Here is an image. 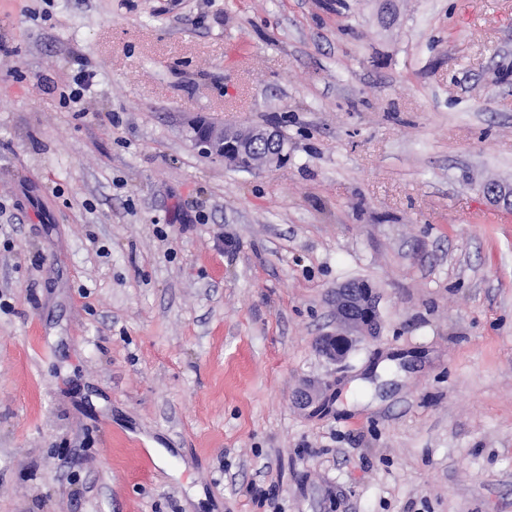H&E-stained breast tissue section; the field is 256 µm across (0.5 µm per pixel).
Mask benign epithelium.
Returning a JSON list of instances; mask_svg holds the SVG:
<instances>
[{
    "mask_svg": "<svg viewBox=\"0 0 512 512\" xmlns=\"http://www.w3.org/2000/svg\"><path fill=\"white\" fill-rule=\"evenodd\" d=\"M191 140L211 158L239 170L278 167L288 162V151L280 131L274 126H224L195 120L190 125ZM336 315V329L319 337L317 349L328 361L343 362L357 343L379 336V294L370 283L343 282L329 295ZM323 388L313 383L299 387L294 403L306 409L318 403Z\"/></svg>",
    "mask_w": 512,
    "mask_h": 512,
    "instance_id": "obj_1",
    "label": "benign epithelium"
}]
</instances>
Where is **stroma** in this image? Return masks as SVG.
<instances>
[{
	"instance_id": "1",
	"label": "stroma",
	"mask_w": 512,
	"mask_h": 512,
	"mask_svg": "<svg viewBox=\"0 0 512 512\" xmlns=\"http://www.w3.org/2000/svg\"><path fill=\"white\" fill-rule=\"evenodd\" d=\"M0 42V512H512V0H0ZM79 66L67 90H63L60 93L61 98H63L66 104H70L71 102L77 103V101L83 97L84 92L92 87L94 78L96 77V71L89 68L88 62L86 64L81 63ZM191 140L211 158L229 164L239 170L252 171L258 167H278L288 162V151L280 131L274 126H224L195 120L190 125ZM257 144H263L267 152L253 161ZM245 161L249 166L244 165ZM379 294L370 283L346 281L329 295L336 329L319 337L317 349L328 361L343 362L357 343L379 336Z\"/></svg>"
}]
</instances>
